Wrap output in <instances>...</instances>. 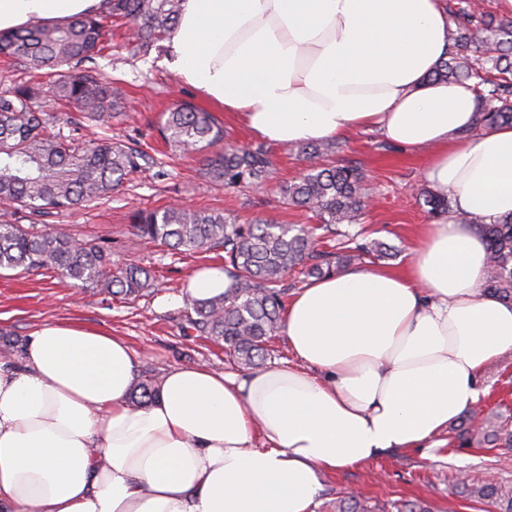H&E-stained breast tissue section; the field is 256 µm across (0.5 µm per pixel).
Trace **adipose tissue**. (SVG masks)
<instances>
[{"label":"adipose tissue","instance_id":"ef3b65f1","mask_svg":"<svg viewBox=\"0 0 512 512\" xmlns=\"http://www.w3.org/2000/svg\"><path fill=\"white\" fill-rule=\"evenodd\" d=\"M106 0H0V31L96 14ZM446 0H183L167 63L180 81L288 146L374 130L429 152L454 215L399 269L311 280L282 324L295 364L241 378L169 367L131 401L121 337L49 323L0 361V512H311L326 476L432 449L512 352V304L482 293L467 216L512 214V126L479 128L470 84L429 80Z\"/></svg>","mask_w":512,"mask_h":512}]
</instances>
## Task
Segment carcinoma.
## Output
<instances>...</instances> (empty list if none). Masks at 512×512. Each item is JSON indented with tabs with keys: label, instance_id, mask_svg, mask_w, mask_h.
Returning a JSON list of instances; mask_svg holds the SVG:
<instances>
[{
	"label": "carcinoma",
	"instance_id": "cac0c4a2",
	"mask_svg": "<svg viewBox=\"0 0 512 512\" xmlns=\"http://www.w3.org/2000/svg\"><path fill=\"white\" fill-rule=\"evenodd\" d=\"M182 0H107L98 15L53 24L35 22L0 32V56L15 77L0 90V210L44 217L54 211L87 207L112 196L140 168L146 154L110 137L86 140L81 123L112 117L122 109L120 90L103 81L97 57L112 21L128 24L127 48L148 56L157 42L174 33ZM452 44L429 79L448 83L476 80L473 91L486 126L512 125V19L495 18L467 2L451 12ZM162 139L180 153H205L202 178L208 184L262 186L270 179L271 161L262 144L212 150L224 129L209 112L180 103L162 114ZM298 151L309 161L305 174L281 189L285 203L309 208L315 226H290L258 220L236 224L221 212L169 206L135 211L133 228L152 242L177 253H224V270L233 288L207 299H185L187 336H200L224 347L243 369L263 364L272 352L291 288L301 282L387 257L385 243H362L338 226L359 223L368 187L358 168L329 166L324 159L336 143H304ZM431 219L453 211L451 197L424 189L420 193ZM487 247L483 291L512 303V215L486 221L467 216ZM53 270L86 288H100L128 300L153 286L151 270L136 263L112 269V246L106 238L38 224L0 221V271ZM158 395L155 380L132 391L138 405ZM450 441L512 448V415L492 411L466 417ZM455 487L468 499L495 512H512V485L498 478L459 479ZM327 512H378L356 495L336 498Z\"/></svg>",
	"mask_w": 512,
	"mask_h": 512
}]
</instances>
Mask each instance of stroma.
<instances>
[{"instance_id": "35a3bbf8", "label": "stroma", "mask_w": 512, "mask_h": 512, "mask_svg": "<svg viewBox=\"0 0 512 512\" xmlns=\"http://www.w3.org/2000/svg\"><path fill=\"white\" fill-rule=\"evenodd\" d=\"M124 28L114 30L112 48L98 57L104 80L124 91L122 113L105 122L90 123L85 138L106 133L130 147L163 148L157 127L161 112L177 101L208 109L198 92L180 83L166 64V44L158 42L147 58H130L123 48ZM272 175L263 188L247 184L227 188L204 186L198 154H181L168 161V174L160 178L155 167L142 169L109 201L73 208L46 217V225L77 234L99 235L112 243V261H135L153 270L155 290L122 303L97 288L74 285L51 270L12 271L0 276V332L22 345L47 323L71 322L123 337L136 353L137 379L145 381L176 364L202 362L219 371H234L222 347L184 335V300L187 282L201 267L218 263L217 254L171 256L148 239L133 233V211L154 210L171 204L221 211L247 224L257 218L281 224H311V212L288 207L281 185L299 178L306 168L293 146L269 147ZM427 151L392 145L378 132L358 131L338 141L334 161L359 167L374 188L376 202L367 208L361 227L366 238L391 246L387 268L402 267L418 242L419 229L428 217L420 197ZM479 409L491 412L512 408V356L490 365L480 379ZM468 477L512 479V451L474 445H440L431 451L400 450L384 454L331 476L316 500L313 512L336 497L355 493L371 503L418 500L433 512H487L488 507L452 491V480Z\"/></svg>"}]
</instances>
